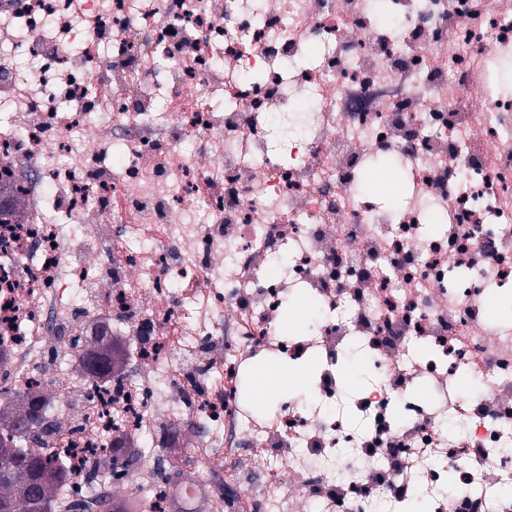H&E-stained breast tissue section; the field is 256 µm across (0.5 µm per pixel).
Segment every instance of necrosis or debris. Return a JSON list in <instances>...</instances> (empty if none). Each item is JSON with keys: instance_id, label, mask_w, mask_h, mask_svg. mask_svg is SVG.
I'll list each match as a JSON object with an SVG mask.
<instances>
[{"instance_id": "4bbe7bcc", "label": "necrosis or debris", "mask_w": 512, "mask_h": 512, "mask_svg": "<svg viewBox=\"0 0 512 512\" xmlns=\"http://www.w3.org/2000/svg\"><path fill=\"white\" fill-rule=\"evenodd\" d=\"M8 15L36 67L0 45V168L34 218L0 219V389L60 385L65 442L35 425L26 445L70 460L74 512L118 484L157 512L172 486L196 500L157 448L119 481L94 472L113 438L156 447L172 424L209 512H512V315L492 305L512 295V9L14 0ZM98 123L109 137L89 139ZM372 176L401 208L360 190ZM289 298L313 313L287 329ZM100 311L129 368L71 381ZM270 352L315 372L264 427L246 382ZM352 354L370 376L354 393Z\"/></svg>"}]
</instances>
